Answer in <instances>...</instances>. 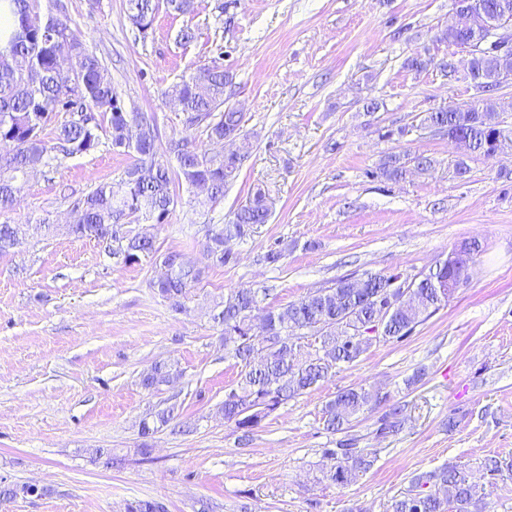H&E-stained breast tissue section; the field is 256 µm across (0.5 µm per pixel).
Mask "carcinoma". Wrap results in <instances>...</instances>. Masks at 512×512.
<instances>
[{"mask_svg": "<svg viewBox=\"0 0 512 512\" xmlns=\"http://www.w3.org/2000/svg\"><path fill=\"white\" fill-rule=\"evenodd\" d=\"M17 20V26L0 48V144L10 150L0 154V212L13 209L20 200L28 175L52 165L58 155H83L95 151L106 137L119 155L133 156L116 183H104L88 192L74 205L68 231L77 238L109 241L120 237L111 255L125 264L153 257L160 273L151 287L176 312L185 310L186 288L200 280L204 268L192 264L177 251L160 252L156 236L148 230L135 234L122 230L134 221L151 226L166 222L179 200L171 190L177 178L189 186L204 183L214 203L224 199V188L239 174L249 157L252 144L244 131L241 112L224 106V87L232 75L212 64L197 67L171 85L165 96L174 99L184 113L189 128H200L211 141L228 136L239 140L234 153H214L193 147L188 139H170L169 152L178 161L176 173L156 160L159 142L157 118L152 113L129 111L108 69L96 55L84 33L74 27L66 0H48L42 10L40 0H4ZM476 11L484 21L502 17L512 21V0H477ZM125 15L133 28L143 33L151 27L159 0H124ZM468 39L458 29L443 28L434 36L436 43L458 44ZM451 61L417 53L407 57L404 68L423 72L437 69L448 76ZM497 69L512 72V54L479 53L470 60L463 79L478 82ZM506 105L492 96L484 104L449 106L427 112L420 119L422 128L440 127L441 134L459 141L460 155L455 164L460 177L469 171L467 160L474 154H496L500 146L512 149V134L502 137L500 112ZM66 112L69 119L55 126V143L45 138L56 114ZM433 161L423 155H388L371 172L374 178L398 183L416 171L425 174ZM269 207L265 192L258 188L245 204L233 212L225 224L209 229L208 262L224 266L234 259L230 243L249 235L254 226L267 223ZM24 224H0V254L23 243ZM468 264L456 265L451 257L437 262L409 281L412 288L402 294L393 291L391 282L406 279L401 273H365L343 277L331 288L308 292L285 307L266 311V326L261 344H255L252 312L256 292L238 288L215 302L214 321L222 327L224 349L241 366L235 388L224 394V420L240 432V440L250 441L254 432L278 407L315 387L336 372L342 363L358 361L373 342L399 341L412 334L433 312L448 303V284L458 277L469 278L471 264L481 245L467 242ZM315 337L320 347L299 359L302 341ZM181 376L178 363H154L141 378L147 390H158ZM387 401L378 391L365 387L336 393L323 409L326 429L333 432L349 428L352 421L368 409ZM173 419V409H165L155 419L141 422V435L153 433L155 424ZM329 462L324 477L340 486L353 475L366 471L371 461L354 447L353 440L327 448ZM42 489L23 483L0 487L1 499L40 495ZM488 496L486 489L469 481L462 465L445 466L423 473L392 500V512H473ZM127 512H168L157 499L139 500Z\"/></svg>", "mask_w": 512, "mask_h": 512, "instance_id": "obj_1", "label": "carcinoma"}]
</instances>
